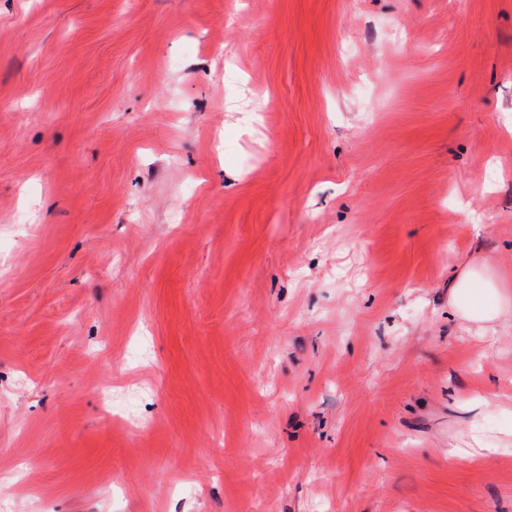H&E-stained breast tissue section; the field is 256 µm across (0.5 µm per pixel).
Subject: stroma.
Returning a JSON list of instances; mask_svg holds the SVG:
<instances>
[{
  "mask_svg": "<svg viewBox=\"0 0 512 512\" xmlns=\"http://www.w3.org/2000/svg\"><path fill=\"white\" fill-rule=\"evenodd\" d=\"M477 261L512 0H0L8 512H512ZM486 268L487 265L481 262L472 264V270L467 275L453 279L448 286L450 305L459 310L464 318L478 323L493 321L500 312L495 307L500 298L499 291L485 277Z\"/></svg>",
  "mask_w": 512,
  "mask_h": 512,
  "instance_id": "1",
  "label": "stroma"
}]
</instances>
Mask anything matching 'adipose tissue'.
I'll list each match as a JSON object with an SVG mask.
<instances>
[{
  "label": "adipose tissue",
  "mask_w": 512,
  "mask_h": 512,
  "mask_svg": "<svg viewBox=\"0 0 512 512\" xmlns=\"http://www.w3.org/2000/svg\"><path fill=\"white\" fill-rule=\"evenodd\" d=\"M485 269L484 263L473 264L468 274L453 279L448 286L450 305L464 318L478 323L493 321L498 315L499 291L485 277Z\"/></svg>",
  "instance_id": "adipose-tissue-1"
}]
</instances>
